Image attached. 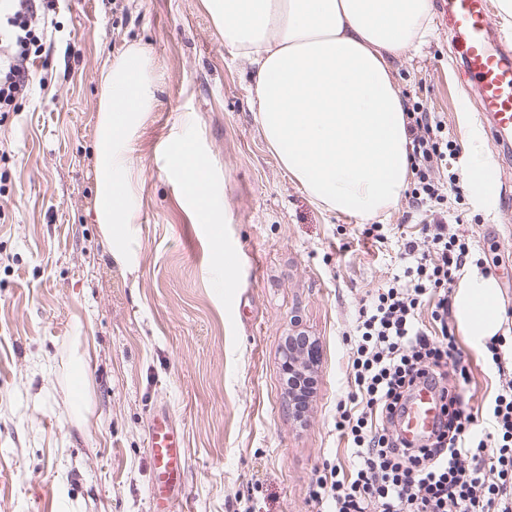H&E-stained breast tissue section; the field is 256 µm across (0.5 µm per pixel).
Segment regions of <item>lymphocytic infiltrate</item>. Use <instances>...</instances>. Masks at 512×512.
Here are the masks:
<instances>
[{"instance_id": "f902f5d3", "label": "lymphocytic infiltrate", "mask_w": 512, "mask_h": 512, "mask_svg": "<svg viewBox=\"0 0 512 512\" xmlns=\"http://www.w3.org/2000/svg\"><path fill=\"white\" fill-rule=\"evenodd\" d=\"M54 7L55 0H0V112L26 96L27 62L45 44L34 15ZM405 109L408 207L433 220L424 241L404 240L402 280L358 310L352 389L336 407V429L353 465L326 466L312 499L324 512H512V379L502 381L484 415L469 411V361L451 324L453 286L471 257L470 235L450 226L442 210L448 193L461 191L450 170L460 147L422 102ZM426 302L428 329L419 325ZM421 384L437 395L442 416L418 445L398 422Z\"/></svg>"}]
</instances>
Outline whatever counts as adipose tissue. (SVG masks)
Here are the masks:
<instances>
[{
    "label": "adipose tissue",
    "instance_id": "1",
    "mask_svg": "<svg viewBox=\"0 0 512 512\" xmlns=\"http://www.w3.org/2000/svg\"><path fill=\"white\" fill-rule=\"evenodd\" d=\"M224 45L252 66L250 101L270 148L322 208L369 221L395 206L410 171L411 141L392 63L420 51L431 0H204ZM145 47L100 72L94 217L114 263L129 266L137 198L131 142L155 101ZM172 167L201 223L223 243L224 210L208 160L183 141ZM458 327L484 348L506 321L498 280L464 275L453 297Z\"/></svg>",
    "mask_w": 512,
    "mask_h": 512
}]
</instances>
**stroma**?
I'll return each mask as SVG.
<instances>
[{"label": "stroma", "mask_w": 512, "mask_h": 512, "mask_svg": "<svg viewBox=\"0 0 512 512\" xmlns=\"http://www.w3.org/2000/svg\"><path fill=\"white\" fill-rule=\"evenodd\" d=\"M432 28L419 56L395 61V78L461 144L486 121L440 13ZM47 33L28 94L0 120V512H154L147 434L160 411L183 436V512H317L310 494L325 463H350L336 432L345 334L401 273V243L423 238L422 224L399 201L380 218V245L358 217L313 202L267 144L250 68L203 0H61ZM133 45L148 49L158 81L133 140L128 270L93 219L94 146L101 65ZM183 139L212 163L233 283L217 274L212 229L170 169L168 146ZM461 209L512 338V156L497 181L465 187ZM300 332L321 352L301 422L282 368L284 340ZM458 343L474 359L465 393L475 407L512 376V356L497 367L466 336ZM81 382L90 406L79 413Z\"/></svg>", "instance_id": "35a3bbf8"}]
</instances>
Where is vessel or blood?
<instances>
[{
	"label": "vessel or blood",
	"mask_w": 512,
	"mask_h": 512,
	"mask_svg": "<svg viewBox=\"0 0 512 512\" xmlns=\"http://www.w3.org/2000/svg\"><path fill=\"white\" fill-rule=\"evenodd\" d=\"M441 9L449 14L451 31L463 37L464 76L478 90L480 107L489 118L487 129L502 153L512 152V53L491 44L489 0H446ZM438 417V399L429 390L417 392L403 417L405 437L412 440L431 431ZM148 448L153 477L167 493L185 468L181 440L169 417H153Z\"/></svg>",
	"instance_id": "obj_1"
}]
</instances>
